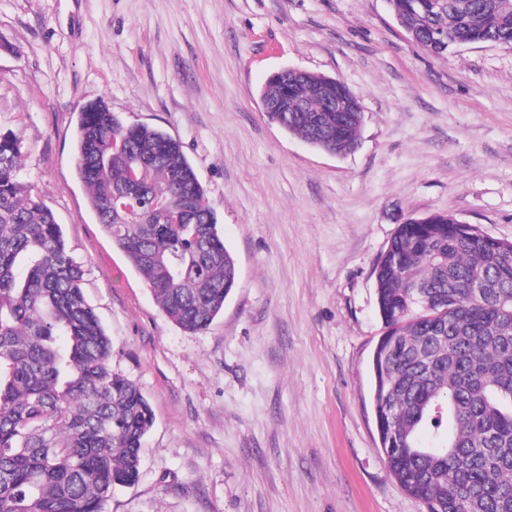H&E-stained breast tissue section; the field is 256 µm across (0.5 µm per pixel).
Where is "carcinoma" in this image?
<instances>
[{
    "instance_id": "obj_1",
    "label": "carcinoma",
    "mask_w": 512,
    "mask_h": 512,
    "mask_svg": "<svg viewBox=\"0 0 512 512\" xmlns=\"http://www.w3.org/2000/svg\"><path fill=\"white\" fill-rule=\"evenodd\" d=\"M389 3L433 56L460 43L512 46V0ZM261 95L270 118L307 144L358 147L361 107L340 104L336 79L290 72ZM114 140L127 150L113 153ZM23 149L21 134L0 131V512H104L116 487L137 481L153 414L112 372L83 266L19 177ZM75 165L90 209L161 312L206 329L224 312L237 264L181 142L93 101L80 114ZM139 166L167 210L112 213V191ZM374 276L385 332L372 405L392 477L427 512H512V242L431 215L398 226Z\"/></svg>"
}]
</instances>
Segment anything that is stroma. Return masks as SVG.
I'll use <instances>...</instances> for the list:
<instances>
[{
	"label": "stroma",
	"mask_w": 512,
	"mask_h": 512,
	"mask_svg": "<svg viewBox=\"0 0 512 512\" xmlns=\"http://www.w3.org/2000/svg\"><path fill=\"white\" fill-rule=\"evenodd\" d=\"M359 99V147L288 134L260 98L284 68ZM177 138L238 268L189 333L102 230L75 168L83 106ZM0 130L53 211L148 399L140 478L105 512H426L390 475L373 412L375 264L410 218L512 241V46L434 57L387 0H0Z\"/></svg>",
	"instance_id": "obj_1"
}]
</instances>
